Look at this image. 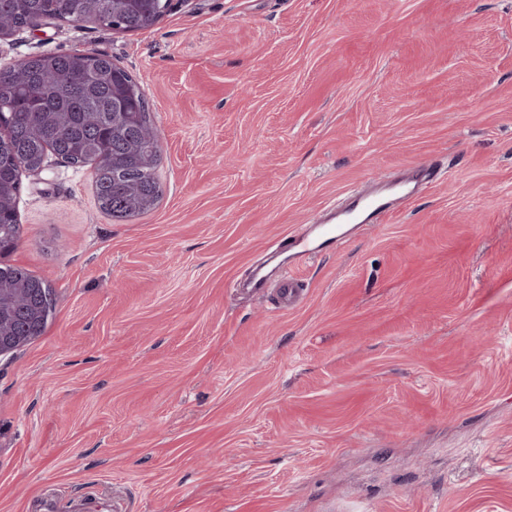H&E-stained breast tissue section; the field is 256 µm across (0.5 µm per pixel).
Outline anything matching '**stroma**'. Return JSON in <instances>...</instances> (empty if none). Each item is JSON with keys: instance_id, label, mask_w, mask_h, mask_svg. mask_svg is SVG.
<instances>
[{"instance_id": "stroma-1", "label": "stroma", "mask_w": 512, "mask_h": 512, "mask_svg": "<svg viewBox=\"0 0 512 512\" xmlns=\"http://www.w3.org/2000/svg\"><path fill=\"white\" fill-rule=\"evenodd\" d=\"M47 50L140 81L163 195L117 223L92 167L24 172L7 262L54 304L0 356V512H512V0H169L1 39L0 70ZM425 164L297 302L235 291Z\"/></svg>"}]
</instances>
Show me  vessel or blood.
Wrapping results in <instances>:
<instances>
[{
	"label": "vessel or blood",
	"mask_w": 512,
	"mask_h": 512,
	"mask_svg": "<svg viewBox=\"0 0 512 512\" xmlns=\"http://www.w3.org/2000/svg\"><path fill=\"white\" fill-rule=\"evenodd\" d=\"M437 177L435 167L423 166L409 171L398 181L369 185L358 190L347 209L329 210L314 224L275 241L274 253L287 256V266L257 269L248 280V289L253 294L262 295L274 288L278 290L283 303L293 302L301 294L300 280L294 274L295 269L326 255L341 243L343 236L337 233V225L348 223L351 214L355 212L359 213L360 221L364 224L390 218L412 198L416 186L433 182Z\"/></svg>",
	"instance_id": "1"
}]
</instances>
